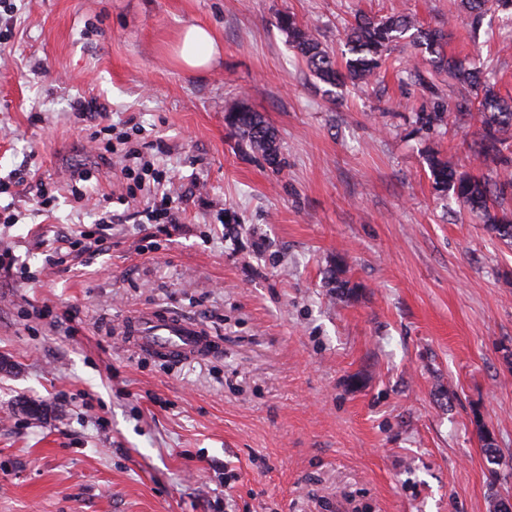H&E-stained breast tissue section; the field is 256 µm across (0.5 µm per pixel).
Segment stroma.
Listing matches in <instances>:
<instances>
[{"label":"stroma","instance_id":"35a3bbf8","mask_svg":"<svg viewBox=\"0 0 512 512\" xmlns=\"http://www.w3.org/2000/svg\"><path fill=\"white\" fill-rule=\"evenodd\" d=\"M0 8V180L29 168L57 197L0 194V512H489L512 496V246L437 192L440 153L471 174L476 114L432 131L393 47L367 87L328 88L280 27L334 55L355 15L444 29L512 97V14L471 24L461 0H14ZM190 24L224 45L176 54ZM416 60V59H415ZM95 103L77 118L76 99ZM240 100L275 131L280 167L225 122ZM106 110L157 170L199 193L156 231L124 194L120 153L89 140ZM94 178L82 202L71 172ZM100 254H47L80 232ZM345 281L337 289V281ZM202 325L213 353L162 361L121 334L134 311ZM40 403L39 416L24 405ZM490 433L498 463H488ZM177 54L186 69L202 71L217 61L222 46L208 28L192 24L183 31Z\"/></svg>","mask_w":512,"mask_h":512}]
</instances>
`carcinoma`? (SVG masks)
<instances>
[{"mask_svg":"<svg viewBox=\"0 0 512 512\" xmlns=\"http://www.w3.org/2000/svg\"><path fill=\"white\" fill-rule=\"evenodd\" d=\"M281 29L310 71L332 86L347 82L353 85L370 83L382 67L387 51L407 37L421 54L428 57L436 72L447 74L467 89L468 95L450 104L439 97L436 85L421 74L418 67L407 70L434 97L431 107L413 112L417 129L444 126L453 112L473 110L478 114L479 126L470 150L482 162L492 163L495 173L482 177L463 173L449 160L433 153L427 157L430 177L437 191L452 194L463 206L481 216L489 232L512 244V210L505 208L507 199L512 197V101L501 98L494 91L485 70L469 68L447 55L446 34L442 29H416L403 16L374 18L359 15L348 27L349 58L342 67L312 32L293 17H283ZM225 121L240 143L260 154L267 164L280 165L275 133L260 113L233 104L226 109Z\"/></svg>","mask_w":512,"mask_h":512,"instance_id":"1","label":"carcinoma"}]
</instances>
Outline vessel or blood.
Instances as JSON below:
<instances>
[{
    "label": "vessel or blood",
    "instance_id": "vessel-or-blood-1",
    "mask_svg": "<svg viewBox=\"0 0 512 512\" xmlns=\"http://www.w3.org/2000/svg\"><path fill=\"white\" fill-rule=\"evenodd\" d=\"M123 333L133 349L173 361L195 359L212 347L206 331L197 323L162 310L128 315Z\"/></svg>",
    "mask_w": 512,
    "mask_h": 512
}]
</instances>
